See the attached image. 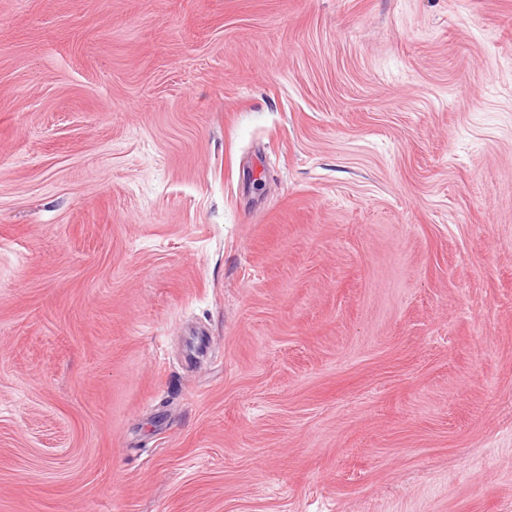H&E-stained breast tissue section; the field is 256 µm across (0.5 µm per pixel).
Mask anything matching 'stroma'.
<instances>
[{
  "instance_id": "stroma-1",
  "label": "stroma",
  "mask_w": 512,
  "mask_h": 512,
  "mask_svg": "<svg viewBox=\"0 0 512 512\" xmlns=\"http://www.w3.org/2000/svg\"><path fill=\"white\" fill-rule=\"evenodd\" d=\"M0 512H512V0H0Z\"/></svg>"
}]
</instances>
